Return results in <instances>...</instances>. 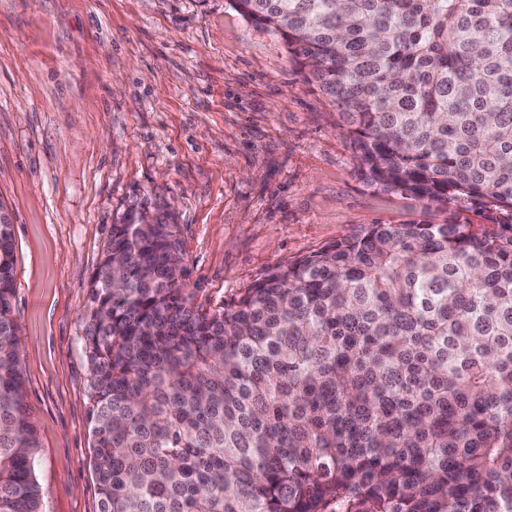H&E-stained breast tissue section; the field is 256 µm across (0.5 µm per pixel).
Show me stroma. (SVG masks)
Returning a JSON list of instances; mask_svg holds the SVG:
<instances>
[{"mask_svg": "<svg viewBox=\"0 0 512 512\" xmlns=\"http://www.w3.org/2000/svg\"><path fill=\"white\" fill-rule=\"evenodd\" d=\"M0 209L45 512L99 509L82 314L127 212L169 213L205 309L370 224L503 216L366 184L333 108L231 0H0Z\"/></svg>", "mask_w": 512, "mask_h": 512, "instance_id": "1", "label": "stroma"}]
</instances>
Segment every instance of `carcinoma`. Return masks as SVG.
Listing matches in <instances>:
<instances>
[{
    "instance_id": "1",
    "label": "carcinoma",
    "mask_w": 512,
    "mask_h": 512,
    "mask_svg": "<svg viewBox=\"0 0 512 512\" xmlns=\"http://www.w3.org/2000/svg\"><path fill=\"white\" fill-rule=\"evenodd\" d=\"M367 183L512 216V0H234ZM176 225L112 231L82 351L99 512H512V219L370 224L230 308ZM0 224V512H44Z\"/></svg>"
}]
</instances>
